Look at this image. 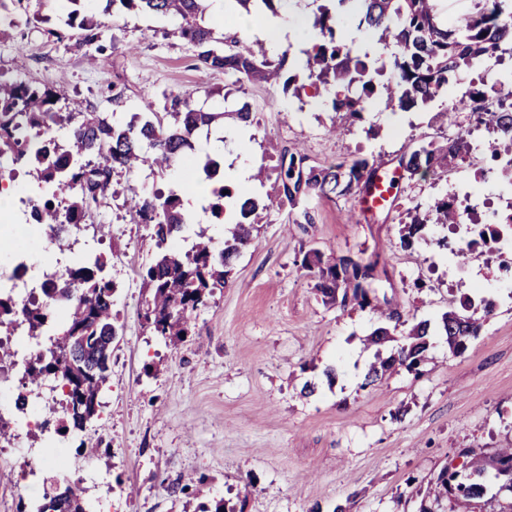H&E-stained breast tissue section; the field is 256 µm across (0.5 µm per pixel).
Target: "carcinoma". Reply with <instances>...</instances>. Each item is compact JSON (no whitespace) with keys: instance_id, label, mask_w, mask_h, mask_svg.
I'll return each mask as SVG.
<instances>
[{"instance_id":"carcinoma-1","label":"carcinoma","mask_w":512,"mask_h":512,"mask_svg":"<svg viewBox=\"0 0 512 512\" xmlns=\"http://www.w3.org/2000/svg\"><path fill=\"white\" fill-rule=\"evenodd\" d=\"M101 14L123 10L158 16L172 23L166 35L191 45L197 61L207 69L222 70L236 76L239 85L284 83L292 95L301 98L304 85L297 77L286 80L283 60L271 57L264 43L247 42L235 37H218L205 24L208 0H103ZM246 13L278 16L276 4L281 0H228ZM312 28L317 42L311 48H298L305 56L307 78L312 80L324 103L336 113L350 119L361 118L369 99H376L386 110L409 111L424 108L442 96L451 95L461 76L470 69L493 59L501 61L504 53L512 56V0H476L477 8L460 22L444 19L438 0H311ZM355 24L357 31L374 36L389 53L391 74L381 84L369 77V52L356 40H346L338 25ZM64 25L85 31L84 41L96 45L90 61H98L104 51L100 45L102 31L94 17L80 15L73 9L66 14ZM483 76L470 81L469 89L454 99L451 108L436 113L448 121V112L467 110L491 135L488 146L492 157L509 156L512 164V97H495L485 88ZM51 90L0 74V180H14L13 166L23 165L36 182L34 200L37 223L47 228L58 247L64 246L59 235L61 224L78 226L86 215L100 206L103 188L112 183V173L120 169L132 173L143 166L167 170L178 163L202 167L207 177L217 165L210 155L196 153L193 136L228 118L254 125L255 118L246 102L228 111L212 112L192 102L188 95L170 98L166 112L152 113L141 123L126 125L97 114L79 111L78 107L62 112L54 107ZM471 129H462L444 144L429 142L403 153L399 166L411 176L435 169H448L471 155ZM381 159H357L349 164L328 167H296L295 156L284 170L283 192L268 193L262 199L242 193L237 196L222 185L213 189L214 201L209 209L216 218L224 215V199L234 205L237 218L228 228L224 248L216 253L212 238L201 231L197 240L184 252L165 246L179 236L188 224L180 193L174 189L157 190L149 196H134L129 203L132 223L145 224L160 249L154 263L140 273L147 290L145 318L156 335L171 342L188 333L193 314L205 304L216 288L225 287L240 249L252 240L251 217L258 210L270 212L284 205L296 204L304 191H314L330 198L370 190ZM465 207L455 197L436 199L426 210L408 208L400 219V240L407 247L424 235L430 224L446 227L459 224ZM106 265L102 255L78 267L68 268L58 282L46 289L47 300L17 303L0 299V335L12 336L25 326L32 336L41 335L53 309L63 306L66 317L56 329L50 347L38 355L28 368V380L39 386L45 374L63 386H72L60 405L46 404L45 421L62 422L74 431H84L96 414L100 391L110 379L112 337L121 326L113 315L115 283L102 276ZM378 260H354L347 256L325 255L318 248L308 250L301 267L318 279L323 297L334 301L342 294L361 307L369 304L368 287ZM494 303L469 297L460 299L440 319L419 320L407 328L396 353L384 358L375 354L364 375L363 386L379 383L397 367L411 371L427 361L430 337L439 332L446 337L448 350L455 356L467 350L470 339L479 336L482 324L492 314ZM378 326L368 335L371 345L392 340L390 323L400 321L396 312L374 309ZM461 468H444L435 486L429 489L434 500L446 496L454 501L458 512H474L477 500L487 494L483 478L490 474L501 481V489L512 493V447L499 448L490 455L468 452ZM470 478L459 479L460 470ZM18 512H91L80 482L63 480L45 492L38 503L20 504Z\"/></svg>"}]
</instances>
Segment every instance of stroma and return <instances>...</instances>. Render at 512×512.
<instances>
[{"label": "stroma", "instance_id": "35a3bbf8", "mask_svg": "<svg viewBox=\"0 0 512 512\" xmlns=\"http://www.w3.org/2000/svg\"><path fill=\"white\" fill-rule=\"evenodd\" d=\"M62 12L58 0H28L10 16L9 39L0 40V72L52 89L59 105L78 99L85 111L123 121L163 111L165 94L191 92L200 101L205 90L232 83L224 72L199 68L190 45L164 37L167 20L133 12L102 17L105 62L90 65L81 30L48 35L49 20ZM243 98L258 126L248 137L224 124L229 186L240 187L245 156L269 169L264 184L251 186L261 196L279 190L280 160L291 152L313 167L375 156L393 181L392 203L370 210L358 193L310 192L295 206L258 212V232L227 286L196 311L186 336L167 343L144 320L146 292L136 276L157 249L129 223L126 203L177 178L147 168L113 174L103 206L67 237L72 259L88 241L106 257V272L120 285L114 311L123 327L96 416L65 437L68 479L81 481L88 503L105 512H214L220 502L227 512H310L316 504L332 512L339 502L349 512H451L449 498L425 497L429 482L466 451L512 446V292L481 256L461 278L450 277L457 260L437 245L446 228L428 227L424 239L402 246L399 213L449 193L454 175L409 178L398 159L413 144L471 127L469 113H450L445 125L436 103L408 112L373 108L332 137L325 129L333 114L323 104L299 103L269 85L244 86ZM313 247L378 257L371 307L324 301L300 266ZM478 283L495 311L464 354L451 355L436 335L421 375L400 367L364 386L374 355L366 344L372 306L406 321H435ZM307 384L314 392H304ZM47 439L36 429L0 442V512H17L25 496L17 465ZM191 474L203 479L201 491L186 487ZM104 480L113 486L108 503Z\"/></svg>", "mask_w": 512, "mask_h": 512}]
</instances>
